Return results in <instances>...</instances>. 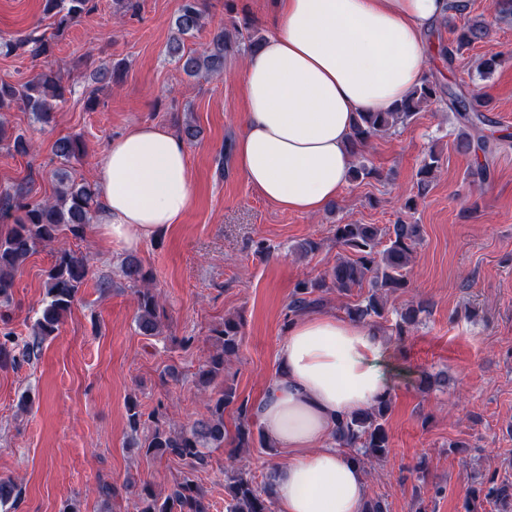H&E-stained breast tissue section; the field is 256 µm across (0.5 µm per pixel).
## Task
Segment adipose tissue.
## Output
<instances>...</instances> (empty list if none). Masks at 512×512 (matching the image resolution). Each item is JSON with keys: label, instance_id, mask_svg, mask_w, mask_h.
<instances>
[{"label": "adipose tissue", "instance_id": "adipose-tissue-1", "mask_svg": "<svg viewBox=\"0 0 512 512\" xmlns=\"http://www.w3.org/2000/svg\"><path fill=\"white\" fill-rule=\"evenodd\" d=\"M446 12L447 0H275L273 27L242 74L235 155L245 179L291 212L335 201L353 116L387 111L424 82L426 35ZM97 181L100 232L128 248L179 223L193 202L184 140L150 122L111 142ZM387 352L378 329L332 313L290 320L255 406L288 453L275 471L277 512H361L364 471L329 439L338 420L389 394Z\"/></svg>", "mask_w": 512, "mask_h": 512}]
</instances>
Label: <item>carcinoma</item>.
Wrapping results in <instances>:
<instances>
[{"label":"carcinoma","instance_id":"carcinoma-1","mask_svg":"<svg viewBox=\"0 0 512 512\" xmlns=\"http://www.w3.org/2000/svg\"><path fill=\"white\" fill-rule=\"evenodd\" d=\"M96 8L95 0H44V12L54 18L55 35H61L74 21ZM210 23L205 0H181L175 19L176 35L169 41L166 51L183 72L193 77L202 72L219 74L224 70V58L240 44L252 50L262 37L255 34L250 23L238 24L229 19L221 24L212 38L199 51L185 52V37H193ZM487 36V27L465 22L453 41L455 48L438 46L440 55L453 63L454 52ZM21 49L33 58L51 56V43L43 35L29 37L18 42L0 40V53L11 54ZM71 91L63 77L52 66L16 86L0 82V109L5 102L22 104L32 113L36 122L50 125L55 118L56 104L65 100ZM431 104H445L455 112L463 131L455 142V149L463 155L482 152L484 156L494 153L495 141L482 134L481 125L487 117L483 108L489 100L485 96L468 95L450 85L443 86L433 76H428L421 86L415 88L393 110L389 112H358L355 114L349 138V147L359 164L353 167L351 178L363 180L377 176V171L365 164L366 150L373 136L389 132L398 126L410 123L420 109ZM85 145L78 137L64 136L54 145V155L60 167L54 170L59 181L53 198L37 200L31 189L20 186L12 193L0 197V302L10 300L14 287V272L37 247L50 244L62 237L82 239L93 223L99 209V190L96 186L76 181L63 171L73 158L84 153ZM441 157L430 151L418 171L417 196L425 194L430 178L440 167ZM420 238L417 224L398 222L381 228L376 224H337L334 228L336 245L350 252L328 269L320 278L302 281L296 285L287 304L285 321L303 312L320 307L323 294L330 288L349 293L352 289L368 285L367 296L359 303L347 307L349 319L375 325L388 315L382 295L408 288L407 269L412 261ZM89 273L84 258L60 248L54 264L48 270L45 281L47 303L35 321L32 340L19 344L13 332L0 334V369L13 366L18 356L38 355L45 338L54 335L64 315L69 311L79 288ZM122 273L135 288L136 324L141 334L156 336L162 327V318L157 296L149 287L150 273L141 261L128 255L122 261ZM425 309L420 304H409L396 313L395 336L402 340L410 329L420 321ZM219 350L209 356L199 371L201 383L208 384L224 374L226 360L238 353L241 345V323L232 318L224 319L222 329L215 331ZM237 405L239 423L236 427L235 447L249 448L259 441L262 448L272 445L264 437L254 438L259 428L254 407L247 402H237L236 392L231 386L224 387L218 396L210 399L208 416L196 420L193 425L173 430L160 420L148 427L144 441L139 447L147 455H171L184 461L194 472L205 469L210 463L207 448H222L226 438L224 410ZM390 408V398L377 401L371 407L342 419L333 434L336 443L343 448L357 449L352 459L358 464L371 457H383L390 448L389 435L385 427ZM272 475H266L262 483L246 471L238 470L226 477L225 489L230 497L227 512H273L271 494ZM485 494L501 512H512V485H496L483 491L475 489L472 498ZM21 497V488L12 479H0V505H16ZM136 512H211V503L205 493L191 477L185 475L175 481L165 497L156 496L149 485H144L135 503Z\"/></svg>","mask_w":512,"mask_h":512}]
</instances>
